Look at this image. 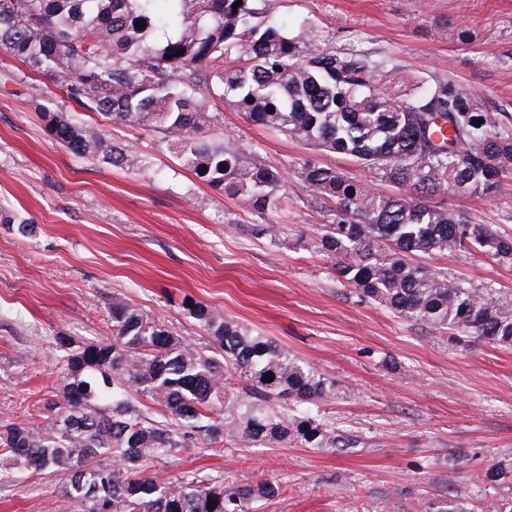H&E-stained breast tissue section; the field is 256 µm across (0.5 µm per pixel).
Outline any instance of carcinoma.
<instances>
[{
  "mask_svg": "<svg viewBox=\"0 0 512 512\" xmlns=\"http://www.w3.org/2000/svg\"><path fill=\"white\" fill-rule=\"evenodd\" d=\"M156 2L0 0V50L57 80L82 111L160 133L203 183L261 215L280 208L282 173L248 157L205 96L291 140L354 158L403 193L304 162L298 178L308 195L335 203L314 251L334 263L341 283L399 318L512 346V297L417 261L466 251L512 263V237L434 202L450 192L511 194L512 129L444 73L421 90L390 58L288 36L268 22L269 0L236 8L237 0H164V14ZM40 113L73 155L130 173L147 168L143 154L106 140L98 126L48 105ZM0 223L21 237L34 232L6 209ZM182 305L209 342L188 345L120 298L109 306L112 341L72 349L58 337L63 402L45 405L39 423L0 425V456L21 471L59 477L75 512H249L252 501L276 497L280 484L162 479L152 463L219 452L226 441L340 443L317 417L290 418L270 405L316 407L337 397L333 383L217 309L188 297ZM230 367L250 384L245 394L228 383Z\"/></svg>",
  "mask_w": 512,
  "mask_h": 512,
  "instance_id": "obj_1",
  "label": "carcinoma"
}]
</instances>
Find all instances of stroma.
<instances>
[{"mask_svg":"<svg viewBox=\"0 0 512 512\" xmlns=\"http://www.w3.org/2000/svg\"><path fill=\"white\" fill-rule=\"evenodd\" d=\"M289 36L312 29L328 46L387 56L420 80L444 72L481 111L512 127V0H271ZM64 97L53 79L27 75L0 51V205L35 225L21 238L0 224V423L33 421L64 384L58 337L74 345L112 337L108 308L126 299L188 344L207 334L183 307L204 302L333 381L322 419L345 439L196 450L159 459L162 477L196 475L282 489L252 512H460L512 507V346L451 338L396 317L341 286L332 263L307 247L326 222L304 194V161L336 168L386 194L396 185L350 157L323 152L210 102L256 160L280 170L288 191L265 215L213 190L147 127L105 123L109 140L139 150L128 173L72 155L37 110ZM473 222L512 234V197L449 195ZM284 224L286 238L252 225ZM431 270L495 294L512 293V265L478 253L422 256ZM505 466L494 483L485 473ZM59 479L0 478V512H63Z\"/></svg>","mask_w":512,"mask_h":512,"instance_id":"obj_1","label":"stroma"}]
</instances>
